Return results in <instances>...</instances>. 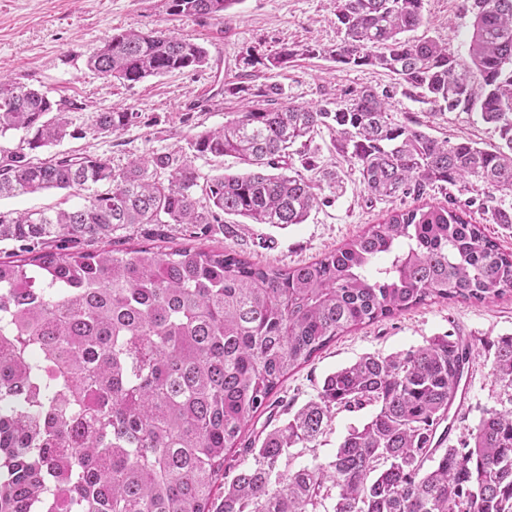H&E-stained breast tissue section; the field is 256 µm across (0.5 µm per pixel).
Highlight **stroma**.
<instances>
[{
  "label": "stroma",
  "mask_w": 512,
  "mask_h": 512,
  "mask_svg": "<svg viewBox=\"0 0 512 512\" xmlns=\"http://www.w3.org/2000/svg\"><path fill=\"white\" fill-rule=\"evenodd\" d=\"M474 15L463 0H424V23L415 37L446 43L455 57L467 59ZM136 29L172 30L202 44L208 63L196 70L149 77L139 82L104 79L87 61L112 33ZM339 36L333 0H240L221 17L188 18L170 14L168 0H0V73L14 81L66 100L77 137L51 146L54 154L107 156L115 169L155 153L189 149L200 132L220 127L246 103L247 88L276 83L295 102L322 106L337 93L371 87L393 97L395 122L416 121L439 139L498 143L493 125L478 113L434 112L431 104L406 93L393 74L367 67H339L328 57ZM296 49L284 69L266 68L262 60L281 47ZM137 112L136 122L117 134L93 132L91 117L115 109ZM328 130L318 132L310 149L324 167L336 170L343 190L314 209L303 224L278 229L249 224L238 235L211 231L207 245L231 246L254 261L296 266L314 261L394 207H411L413 197L378 200L363 190L360 175L334 151ZM481 188L457 185L426 195L429 203L470 202L472 218L505 250L512 251V224L492 223L481 202ZM80 196L51 189L0 199L4 212L71 208ZM473 332L474 357L467 372L469 400L454 424L451 442L459 444L491 410L512 408V387L493 374L490 343L512 334V295L488 304L440 301L399 316L362 326L337 337L308 364L291 372L279 401L251 425L254 434L270 430L316 398L325 376L365 354L387 356L426 344L436 336ZM370 409L334 412L327 432L315 447L291 449V468L332 459L351 427L363 424Z\"/></svg>",
  "instance_id": "stroma-1"
}]
</instances>
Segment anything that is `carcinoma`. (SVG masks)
<instances>
[{"label": "carcinoma", "mask_w": 512, "mask_h": 512, "mask_svg": "<svg viewBox=\"0 0 512 512\" xmlns=\"http://www.w3.org/2000/svg\"><path fill=\"white\" fill-rule=\"evenodd\" d=\"M182 17H215L239 0H168ZM469 61L436 39H406L424 0H335L342 66L378 67L441 112L480 111L500 143L439 140L391 118L392 96L344 91L332 106L295 103L278 84L193 139L194 156H227L241 173L201 176L157 153L117 172L103 156L36 152L74 136L66 104L0 75V197L108 189L71 209L0 212V512H512V409L483 415L461 447L435 448L472 360L438 336L367 354L324 380L317 398L264 436L249 425L291 371L336 337L429 300L490 303L512 293V252L468 206L393 210L321 258L263 265L234 248L113 247L144 224L196 238L224 216L303 224L338 174L303 151L320 127L376 199L422 197L471 178L512 193V0H470ZM208 63L171 31L112 34L88 60L102 78L138 82ZM138 113L92 116L117 134ZM302 169H297L294 157ZM169 172L167 182L157 172ZM493 374L512 386V336ZM373 408L331 461L280 470L314 443L332 409Z\"/></svg>", "instance_id": "1"}]
</instances>
